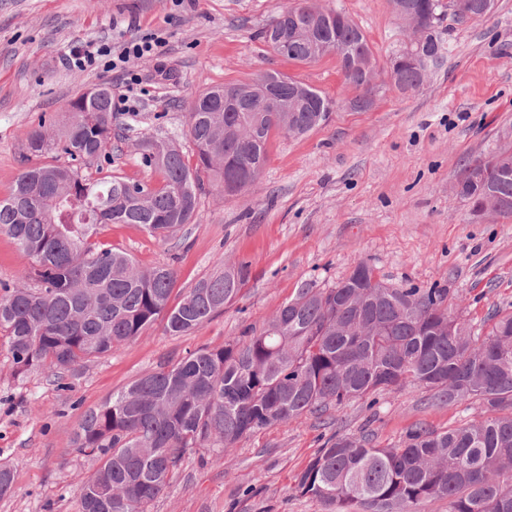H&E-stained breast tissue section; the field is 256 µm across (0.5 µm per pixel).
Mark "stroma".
<instances>
[{"label": "stroma", "instance_id": "obj_1", "mask_svg": "<svg viewBox=\"0 0 512 512\" xmlns=\"http://www.w3.org/2000/svg\"><path fill=\"white\" fill-rule=\"evenodd\" d=\"M364 32L379 65L400 49L404 26L392 0H315ZM287 0H0V197L23 168L26 134L88 88L128 93L131 111L112 125L113 174L158 185L139 154L142 135L175 138L194 162L188 112L201 92L278 71L344 99L327 124L303 137L273 135L254 184L233 195L207 187L196 217L163 244L131 224L98 238L136 264L171 265L176 293L219 262L245 261L238 297L188 336L156 321L111 354L54 379L35 369L21 380L0 341V463L14 471L0 512H79L78 488L98 467L73 439L85 413L136 379L188 352L219 348L246 326L261 327L303 281L331 285L357 262L386 283L449 289L473 324L512 311V218L477 221L453 188L463 167L512 143V0L476 20L446 18L443 58L416 93L381 89L368 111L347 101L335 56L297 64L259 33ZM155 33L167 45L120 72L104 60L78 68L68 52ZM477 404H445L422 386L378 392L325 414L248 436L221 457L190 455L150 512H331L293 489L294 478L330 436L397 444L422 425L454 428L478 419Z\"/></svg>", "mask_w": 512, "mask_h": 512}]
</instances>
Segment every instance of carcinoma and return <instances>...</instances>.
Segmentation results:
<instances>
[{
  "label": "carcinoma",
  "instance_id": "obj_1",
  "mask_svg": "<svg viewBox=\"0 0 512 512\" xmlns=\"http://www.w3.org/2000/svg\"><path fill=\"white\" fill-rule=\"evenodd\" d=\"M425 34L418 55L437 62L439 27L456 0H412ZM278 56L310 63L335 53L346 83L361 90L354 106L371 107L375 55L342 12L293 0L261 31ZM394 83L419 91L427 75L398 55ZM280 90V112L251 88ZM337 102L314 87L269 71L208 89L188 112L196 164L169 137L144 135L143 162L162 175L151 186L112 175V96L79 95L68 119L30 131L25 167L0 197V233L29 264L22 283L0 294V332L14 375L49 365L58 376L112 352L161 318L171 336L207 324L240 292L248 263H219L173 296L175 271L142 269L132 256L95 239L104 224H133L166 244L196 216L203 178L232 195L252 185L267 162L272 133L300 137L325 124ZM458 185L470 212L498 200L512 217V147L466 165ZM449 291L384 285L357 263L341 281H305L260 329L220 348H201L169 368L139 378L89 409L75 436L99 458L79 487L80 512H148L199 448L226 452L244 437L323 413L383 391L421 385L441 403L471 402L481 417L444 431L415 426L396 446L369 436L329 437L293 489L336 512H417L428 499L448 512H512V312H495L486 336L450 312Z\"/></svg>",
  "mask_w": 512,
  "mask_h": 512
}]
</instances>
